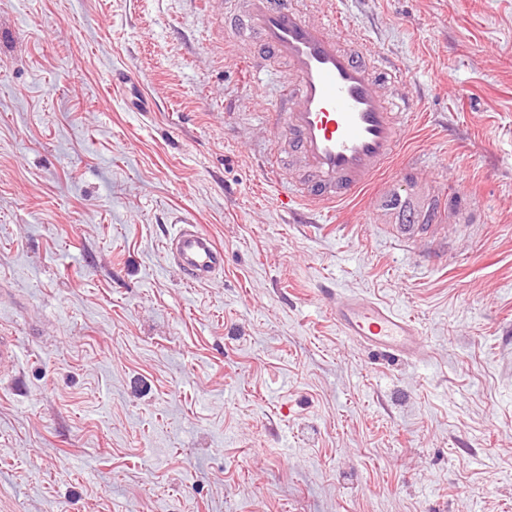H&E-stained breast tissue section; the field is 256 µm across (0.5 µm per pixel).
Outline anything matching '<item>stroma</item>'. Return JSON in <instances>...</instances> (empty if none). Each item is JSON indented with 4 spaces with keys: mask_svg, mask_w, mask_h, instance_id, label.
I'll list each match as a JSON object with an SVG mask.
<instances>
[{
    "mask_svg": "<svg viewBox=\"0 0 512 512\" xmlns=\"http://www.w3.org/2000/svg\"><path fill=\"white\" fill-rule=\"evenodd\" d=\"M335 2L424 96L428 162L382 184L480 200L442 255L373 189L289 223L230 0H0V512H512V0ZM179 215L215 278L168 261ZM325 283L428 357L344 336ZM178 232L167 243L168 257L190 282L210 280L224 268V251L193 220L179 218Z\"/></svg>",
    "mask_w": 512,
    "mask_h": 512,
    "instance_id": "obj_1",
    "label": "stroma"
}]
</instances>
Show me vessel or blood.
I'll return each mask as SVG.
<instances>
[{
    "instance_id": "vessel-or-blood-1",
    "label": "vessel or blood",
    "mask_w": 512,
    "mask_h": 512,
    "mask_svg": "<svg viewBox=\"0 0 512 512\" xmlns=\"http://www.w3.org/2000/svg\"><path fill=\"white\" fill-rule=\"evenodd\" d=\"M230 23L239 39L259 37L260 51L285 62L283 98L265 115L274 140H287L306 178L286 180L277 157L263 165L290 213L333 212L369 189L397 155L421 112L410 81L369 46L366 32L346 24L335 8L311 19L300 0H245ZM404 239L437 231L448 215L444 200L422 203L388 194ZM166 253L189 281L210 280L224 267V251L193 220L181 219ZM322 294L341 332L368 350L416 357L424 350L415 320L375 300Z\"/></svg>"
}]
</instances>
